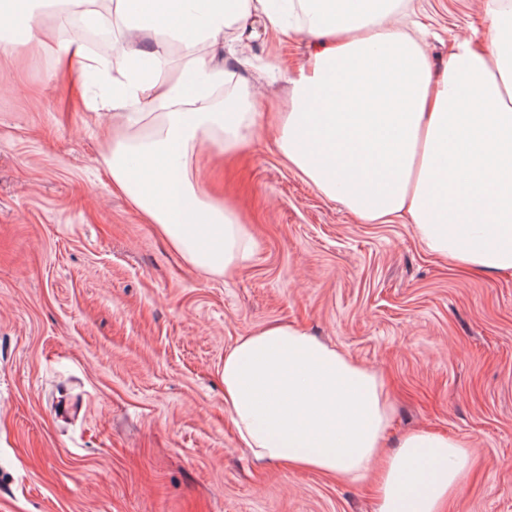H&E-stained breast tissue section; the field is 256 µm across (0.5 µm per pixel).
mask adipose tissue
Wrapping results in <instances>:
<instances>
[{"mask_svg":"<svg viewBox=\"0 0 512 512\" xmlns=\"http://www.w3.org/2000/svg\"><path fill=\"white\" fill-rule=\"evenodd\" d=\"M403 0H113L111 59L74 33L45 39L62 68L97 73L110 94L112 183L193 268L228 276L254 238L215 197L200 158L235 157L258 134L365 224L407 218L421 244L458 266L512 271V0H486L485 30L455 39L435 69ZM311 40L283 111L235 63L255 21ZM148 34V45L129 38ZM180 67H173L171 48ZM223 97H216V90ZM224 410L255 458L340 481L371 479L376 512H443L461 488L468 442L416 430L390 444L381 377L306 330L270 324L224 355Z\"/></svg>","mask_w":512,"mask_h":512,"instance_id":"obj_1","label":"adipose tissue"}]
</instances>
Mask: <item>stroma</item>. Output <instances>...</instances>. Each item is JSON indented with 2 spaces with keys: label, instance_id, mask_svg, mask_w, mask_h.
<instances>
[{
  "label": "stroma",
  "instance_id": "stroma-1",
  "mask_svg": "<svg viewBox=\"0 0 512 512\" xmlns=\"http://www.w3.org/2000/svg\"><path fill=\"white\" fill-rule=\"evenodd\" d=\"M442 63L484 0H407ZM0 34V512H375L370 481L258 463L224 411V354L298 325L384 379L391 440L471 444L445 512H512V274L460 269L409 224H362L257 136L213 170L255 246L232 277L186 264L112 186L103 137L27 27ZM266 100L305 35L236 46Z\"/></svg>",
  "mask_w": 512,
  "mask_h": 512
}]
</instances>
